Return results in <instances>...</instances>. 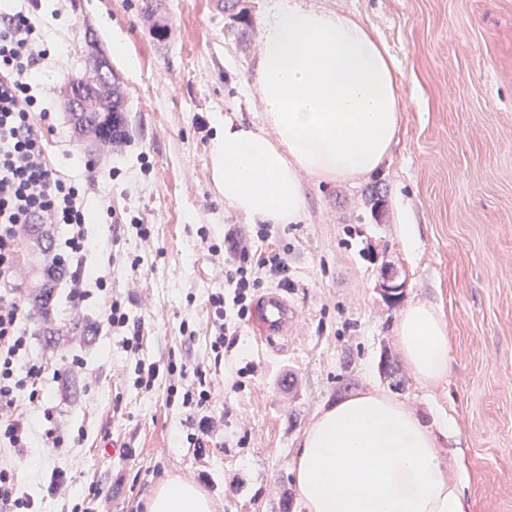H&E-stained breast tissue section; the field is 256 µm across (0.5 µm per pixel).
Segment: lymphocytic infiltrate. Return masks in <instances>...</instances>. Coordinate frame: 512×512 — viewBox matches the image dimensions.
Listing matches in <instances>:
<instances>
[{"instance_id": "1", "label": "lymphocytic infiltrate", "mask_w": 512, "mask_h": 512, "mask_svg": "<svg viewBox=\"0 0 512 512\" xmlns=\"http://www.w3.org/2000/svg\"><path fill=\"white\" fill-rule=\"evenodd\" d=\"M50 54L51 48L32 17L20 11L0 16V437L20 451L29 447L31 429L26 415L16 407V394L27 393L29 403L44 417H51L52 409L37 388L44 362H33L22 374L16 369L29 341L21 329L23 309L9 292L17 243L29 225L47 224L67 228L58 260L70 263L81 259L91 247L84 191L53 167L44 135L30 119L39 105L33 86L41 63ZM268 237V225L258 224L244 232L228 231L223 244L207 247L216 276L224 282L223 291L208 298L214 310L213 352L238 342L255 297L265 284L288 285L286 258L258 252V243ZM104 317L112 330L121 333L125 351H139L141 327L131 319L122 298L107 294Z\"/></svg>"}]
</instances>
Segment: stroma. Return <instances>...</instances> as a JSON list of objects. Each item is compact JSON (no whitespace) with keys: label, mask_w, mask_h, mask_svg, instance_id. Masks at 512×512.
I'll list each match as a JSON object with an SVG mask.
<instances>
[{"label":"stroma","mask_w":512,"mask_h":512,"mask_svg":"<svg viewBox=\"0 0 512 512\" xmlns=\"http://www.w3.org/2000/svg\"><path fill=\"white\" fill-rule=\"evenodd\" d=\"M142 2L0 0V10L32 14L62 50L41 65L32 120L50 112L46 152L83 183L96 243L82 259L94 339L66 336L50 350L34 311L22 324L27 359L46 363L40 386L64 445L52 451L36 436L17 453L0 438L20 493L36 512H146L156 488L181 478L214 512H283L304 430L330 400L376 387L425 418H453L458 433L440 449L466 466L473 512H512V0H314L364 23L395 58L401 131L383 175H302L305 212L272 225L269 241L288 259L293 332L264 349L246 328L218 355L208 296L222 283L207 245L247 222L226 209L212 152L225 121L261 122L253 80L269 0H234L221 14L210 0ZM93 39L131 128L111 152L78 143L67 112L70 81L96 78ZM135 217L151 225L150 244L130 228ZM101 277L142 326L138 353L103 320ZM389 277L403 285L393 302ZM417 300L448 319L452 364L434 385L408 371L395 341L399 314ZM141 359L160 367L149 391L133 384ZM172 363L185 365L187 385L205 372L207 410L169 395ZM205 414L216 430L200 452L191 439ZM58 471L68 487L52 494Z\"/></svg>","instance_id":"obj_1"}]
</instances>
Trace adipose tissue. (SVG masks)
<instances>
[{
    "mask_svg": "<svg viewBox=\"0 0 512 512\" xmlns=\"http://www.w3.org/2000/svg\"><path fill=\"white\" fill-rule=\"evenodd\" d=\"M257 87L262 128L225 122L212 167L224 203L254 224H294L305 211L301 174L348 182L382 173L404 110L397 64L362 22L271 0L261 15ZM402 360L420 383L448 374V320L409 304L394 329ZM453 420L426 423L392 396L362 389L325 407L293 454L294 512H472L438 446ZM147 512H214L189 480L159 486Z\"/></svg>",
    "mask_w": 512,
    "mask_h": 512,
    "instance_id": "obj_1",
    "label": "adipose tissue"
}]
</instances>
